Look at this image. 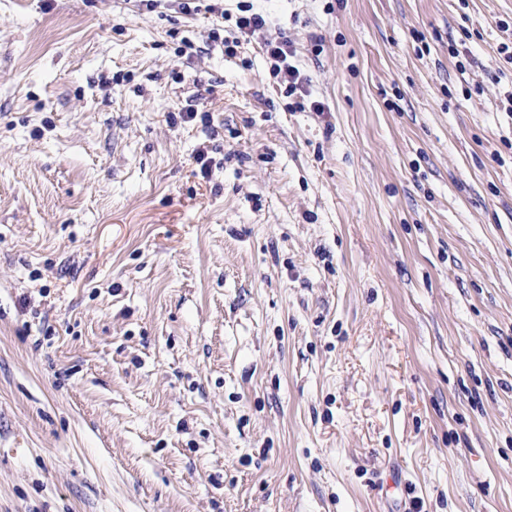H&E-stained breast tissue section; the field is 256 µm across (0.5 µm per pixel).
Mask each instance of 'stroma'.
I'll list each match as a JSON object with an SVG mask.
<instances>
[{"label": "stroma", "mask_w": 512, "mask_h": 512, "mask_svg": "<svg viewBox=\"0 0 512 512\" xmlns=\"http://www.w3.org/2000/svg\"><path fill=\"white\" fill-rule=\"evenodd\" d=\"M240 2L0 0V512H512V0ZM239 10L245 13L237 22L242 34L251 36L265 28L267 24L266 18L262 13L254 11L253 4L240 5ZM267 54L276 62L272 66L275 77L281 75L280 80L286 84L288 94L306 96V82L300 71L288 61L293 54V42L288 36L281 34L275 41L267 40L265 43Z\"/></svg>", "instance_id": "stroma-1"}]
</instances>
